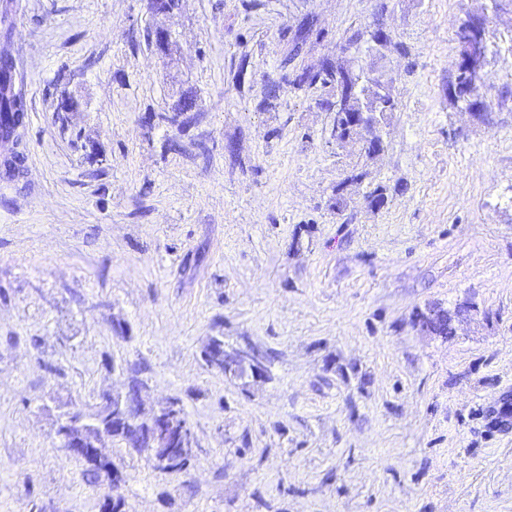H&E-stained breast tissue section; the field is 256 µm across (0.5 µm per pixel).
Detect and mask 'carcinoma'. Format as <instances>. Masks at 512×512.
Segmentation results:
<instances>
[{"mask_svg": "<svg viewBox=\"0 0 512 512\" xmlns=\"http://www.w3.org/2000/svg\"><path fill=\"white\" fill-rule=\"evenodd\" d=\"M325 37V29L318 26L316 16L306 15L298 27L283 35L287 41L288 52L282 60V68H292L295 77L288 81L289 86L295 90L311 88L316 85L322 87H336L339 80L347 72L353 71V68L344 61L325 59L319 69L313 70L301 67L296 64V60L301 55V51L306 43L312 39H322ZM356 76L360 77L358 84L359 100L367 103L378 112L387 113L395 109L394 100L391 93L384 95L379 92L371 91L373 86L372 78L363 76L358 72ZM464 85L461 96L453 101L460 110L465 112H480L482 105L480 100L475 98L477 85L470 80L462 79ZM193 99V96L180 99L172 110L161 112L155 115L159 122L171 127L180 128L182 124L178 122L179 111L185 105L186 100ZM26 117V106L21 95L16 92V65L15 62L3 60L0 62V135L9 137L14 135L16 130L24 125ZM469 309V306L461 304L452 310L442 307L430 306L426 311L417 314L418 323L429 324L437 329V334L441 336H450L454 331V322L458 320ZM201 359L207 366H215L216 369L224 370V338L214 337L210 343L201 351ZM112 411L110 407L97 405L95 412L91 415L93 426L97 432L105 435L110 433ZM162 427L158 433L169 439L170 444L165 448L158 447L157 442L139 443L131 445V448L139 453L147 455V461L151 463L154 470L166 474L182 473L186 471L194 462L195 455L183 453L180 448V442L188 438L191 432V425L186 413L180 404L175 402V407L161 413ZM75 461L81 464L83 476L91 484L100 483L102 479L112 480L114 463L103 453H97L92 456H83L75 458Z\"/></svg>", "mask_w": 512, "mask_h": 512, "instance_id": "cac0c4a2", "label": "carcinoma"}]
</instances>
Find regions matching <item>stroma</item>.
<instances>
[{
  "instance_id": "obj_1",
  "label": "stroma",
  "mask_w": 512,
  "mask_h": 512,
  "mask_svg": "<svg viewBox=\"0 0 512 512\" xmlns=\"http://www.w3.org/2000/svg\"><path fill=\"white\" fill-rule=\"evenodd\" d=\"M26 100L20 171L0 163V512H512V10L491 0H0ZM327 35L390 81L369 159L329 145L326 89L283 84L282 35ZM486 15L473 122L448 99L456 31ZM165 27V51L147 47ZM383 28L390 46L370 34ZM279 85L275 113L259 110ZM187 95L185 131L161 125ZM235 143L247 169L224 153ZM365 174L333 206L352 170ZM385 186L386 202L366 195ZM301 246H294V239ZM468 314L424 331L432 304ZM271 351L259 381L200 351ZM142 384L180 399L197 462L177 475L108 438L119 488L60 451L63 414ZM168 498H161V491Z\"/></svg>"
}]
</instances>
